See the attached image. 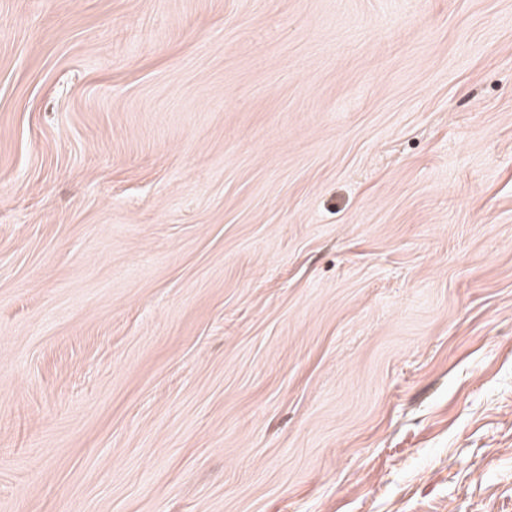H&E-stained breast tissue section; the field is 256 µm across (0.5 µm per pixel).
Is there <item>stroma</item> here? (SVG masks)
<instances>
[{
    "instance_id": "35a3bbf8",
    "label": "stroma",
    "mask_w": 512,
    "mask_h": 512,
    "mask_svg": "<svg viewBox=\"0 0 512 512\" xmlns=\"http://www.w3.org/2000/svg\"><path fill=\"white\" fill-rule=\"evenodd\" d=\"M0 512H512V0H0Z\"/></svg>"
}]
</instances>
